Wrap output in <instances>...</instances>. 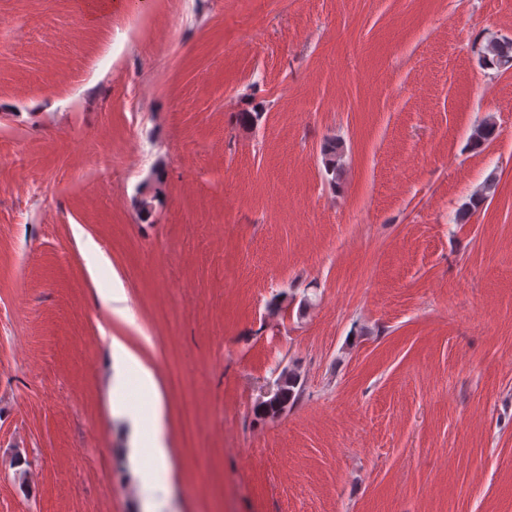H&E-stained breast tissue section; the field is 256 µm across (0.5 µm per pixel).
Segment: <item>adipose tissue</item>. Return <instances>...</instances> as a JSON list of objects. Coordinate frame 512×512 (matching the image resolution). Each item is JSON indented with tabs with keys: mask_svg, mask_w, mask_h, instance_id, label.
I'll return each mask as SVG.
<instances>
[{
	"mask_svg": "<svg viewBox=\"0 0 512 512\" xmlns=\"http://www.w3.org/2000/svg\"><path fill=\"white\" fill-rule=\"evenodd\" d=\"M107 355L112 411L131 419L133 445L129 455L133 462L132 475L148 503L144 512H163L166 506L163 496L170 484V457L164 437V407L154 372L118 337H111ZM131 390L145 400L147 410L143 414L130 415L125 397Z\"/></svg>",
	"mask_w": 512,
	"mask_h": 512,
	"instance_id": "obj_1",
	"label": "adipose tissue"
}]
</instances>
